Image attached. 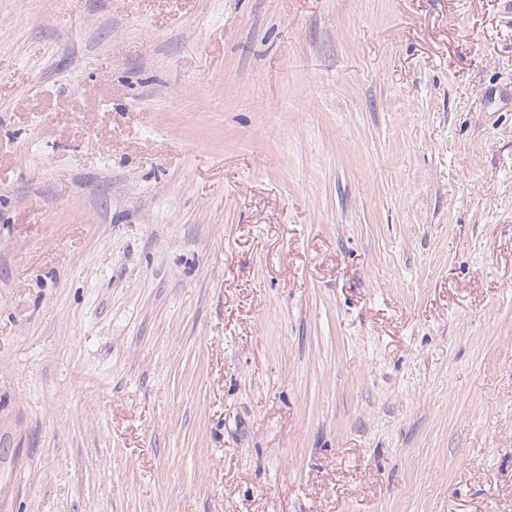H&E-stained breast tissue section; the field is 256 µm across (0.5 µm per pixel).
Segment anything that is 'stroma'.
<instances>
[{
	"mask_svg": "<svg viewBox=\"0 0 512 512\" xmlns=\"http://www.w3.org/2000/svg\"><path fill=\"white\" fill-rule=\"evenodd\" d=\"M0 512H512V0H0Z\"/></svg>",
	"mask_w": 512,
	"mask_h": 512,
	"instance_id": "1",
	"label": "stroma"
}]
</instances>
